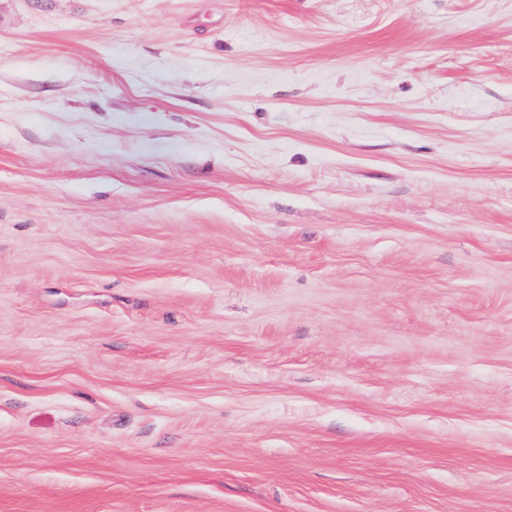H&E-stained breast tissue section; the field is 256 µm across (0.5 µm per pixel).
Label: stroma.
<instances>
[{"label": "stroma", "mask_w": 512, "mask_h": 512, "mask_svg": "<svg viewBox=\"0 0 512 512\" xmlns=\"http://www.w3.org/2000/svg\"><path fill=\"white\" fill-rule=\"evenodd\" d=\"M0 512H512V0H0Z\"/></svg>", "instance_id": "obj_1"}]
</instances>
